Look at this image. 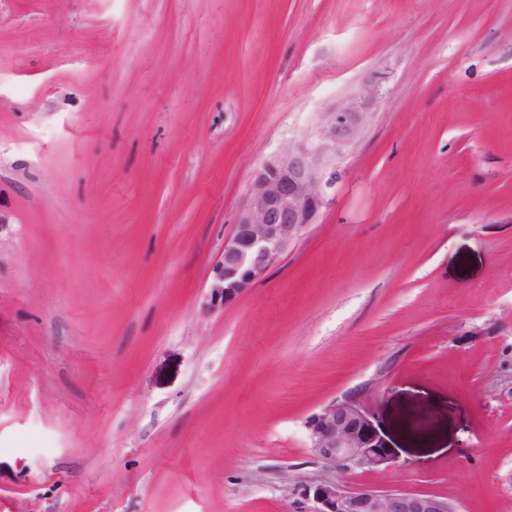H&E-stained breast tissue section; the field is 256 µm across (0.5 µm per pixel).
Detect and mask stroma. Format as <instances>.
<instances>
[{
	"label": "stroma",
	"mask_w": 512,
	"mask_h": 512,
	"mask_svg": "<svg viewBox=\"0 0 512 512\" xmlns=\"http://www.w3.org/2000/svg\"><path fill=\"white\" fill-rule=\"evenodd\" d=\"M376 93L327 204L208 309L254 171ZM347 489L512 512V0H0V512H297ZM309 448L324 464L320 476L298 483L302 512H458L444 497L371 487L347 490L336 471L379 473L396 459V452L358 399L326 406L309 425Z\"/></svg>",
	"instance_id": "obj_1"
}]
</instances>
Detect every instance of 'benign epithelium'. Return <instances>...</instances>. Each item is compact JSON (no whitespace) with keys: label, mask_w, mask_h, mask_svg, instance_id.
Instances as JSON below:
<instances>
[{"label":"benign epithelium","mask_w":512,"mask_h":512,"mask_svg":"<svg viewBox=\"0 0 512 512\" xmlns=\"http://www.w3.org/2000/svg\"><path fill=\"white\" fill-rule=\"evenodd\" d=\"M375 95L373 85L319 114L315 132L294 140L258 168L232 234L214 268L208 309L234 303L264 280L304 235L327 200L326 168L362 135ZM309 448L323 474L298 483L303 512H457L444 497L371 487L347 490L337 471L379 473L396 452L374 424L372 413L354 398L334 402L309 425Z\"/></svg>","instance_id":"obj_1"}]
</instances>
